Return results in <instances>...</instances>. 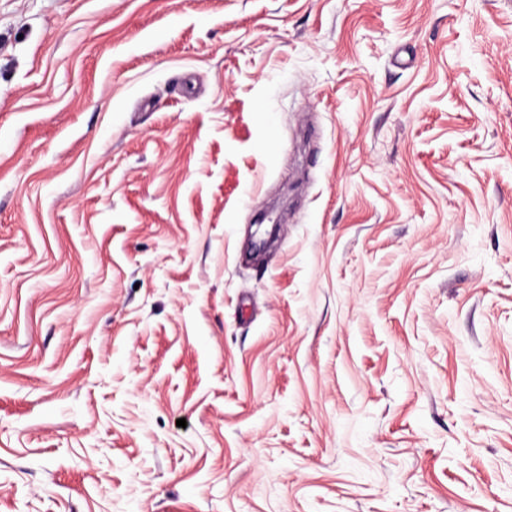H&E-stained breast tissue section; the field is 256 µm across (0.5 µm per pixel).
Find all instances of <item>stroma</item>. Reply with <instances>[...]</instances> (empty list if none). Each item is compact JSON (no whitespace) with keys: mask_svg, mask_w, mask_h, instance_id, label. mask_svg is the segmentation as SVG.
<instances>
[{"mask_svg":"<svg viewBox=\"0 0 512 512\" xmlns=\"http://www.w3.org/2000/svg\"><path fill=\"white\" fill-rule=\"evenodd\" d=\"M0 512H512V0H0Z\"/></svg>","mask_w":512,"mask_h":512,"instance_id":"stroma-1","label":"stroma"}]
</instances>
